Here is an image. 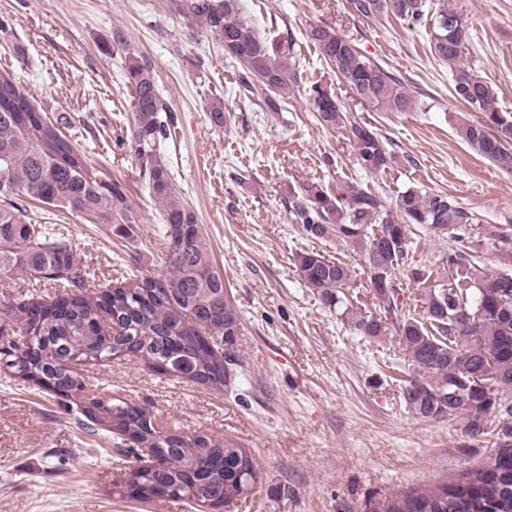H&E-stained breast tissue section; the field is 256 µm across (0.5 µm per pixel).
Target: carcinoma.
<instances>
[{
  "label": "carcinoma",
  "instance_id": "1",
  "mask_svg": "<svg viewBox=\"0 0 512 512\" xmlns=\"http://www.w3.org/2000/svg\"><path fill=\"white\" fill-rule=\"evenodd\" d=\"M357 14L397 15L418 23L431 17L435 53L458 65L456 97L485 114L482 122L457 127L479 156L512 169V113L495 107V92L472 67L463 64L469 47L467 26L440 0H351ZM176 11L201 23L240 63L243 90L260 97L271 112L298 84L296 43H273L260 36L241 0H178ZM321 60L336 78L369 106L385 112H410L414 96L356 43L330 26L308 33ZM132 89L133 122L129 141L144 162V176L163 206L169 252L160 278L133 276L102 295L76 294L65 310L32 299L0 296V318L17 326L11 345L14 374L56 391H86L74 366L135 354L148 367L187 377L221 390L228 386L236 354L226 353L240 335L241 320L224 296V275L214 265L195 212L176 193L169 168L154 155L169 133L161 113L169 111L151 66L126 58ZM317 120L345 131L356 164L371 175L397 162L371 124L346 115L328 82L310 88ZM42 113L33 96L7 71L0 72V269L24 271L80 288L86 271L77 262L64 232L26 220L15 197L24 195L49 207L68 208L109 224H132L124 185L91 163L86 150L62 132L65 116L37 122ZM307 183L290 191L291 213L316 239L334 236L362 248L370 288L380 315L359 318L363 335H386L393 326L408 354L413 376L403 387L405 407L423 420H462L461 434L475 440L494 436L493 453L479 467L450 483L414 488L371 512H512V250L501 252V269L489 272L480 260L483 240L470 236L478 217L450 196L409 186L393 204L378 192ZM420 226L450 239L441 258L448 280H432L430 266L412 268L414 282L426 286L425 315L418 317L402 299L395 270L409 260L410 228ZM297 268L324 304L338 308L351 281L349 267L318 252L299 255ZM208 336H202V331ZM83 415L116 439L124 436L148 449L140 466L141 499L200 504L233 500L243 488H256L260 470L254 454L232 442L195 432L163 435L149 409L120 399L98 398Z\"/></svg>",
  "mask_w": 512,
  "mask_h": 512
}]
</instances>
